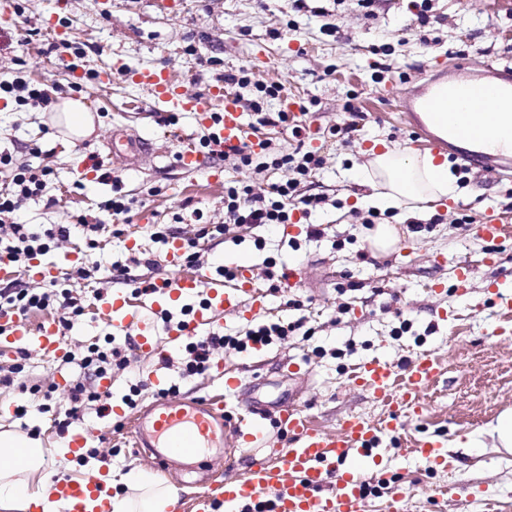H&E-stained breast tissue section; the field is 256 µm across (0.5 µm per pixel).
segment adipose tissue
<instances>
[{
    "label": "adipose tissue",
    "mask_w": 512,
    "mask_h": 512,
    "mask_svg": "<svg viewBox=\"0 0 512 512\" xmlns=\"http://www.w3.org/2000/svg\"><path fill=\"white\" fill-rule=\"evenodd\" d=\"M53 112V124L69 138H85L95 131V116L82 99H63ZM368 156L347 175L370 187L365 202L372 207L397 208L413 216L423 212L425 203L441 204L458 195L447 161L432 154L386 145ZM45 457L39 440L11 430L0 432V512H30L35 506L43 512H61L62 503L49 498ZM108 483L128 489L125 496L113 497L112 512H174L177 505V489L141 468L113 473Z\"/></svg>",
    "instance_id": "1"
}]
</instances>
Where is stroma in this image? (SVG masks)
Segmentation results:
<instances>
[{"instance_id": "1", "label": "stroma", "mask_w": 512, "mask_h": 512, "mask_svg": "<svg viewBox=\"0 0 512 512\" xmlns=\"http://www.w3.org/2000/svg\"><path fill=\"white\" fill-rule=\"evenodd\" d=\"M8 3L14 11L11 22H0V73L22 70L51 89L54 100L80 96L95 115L93 134L69 140L39 108L0 98V152L49 171L42 198L23 208L21 222L47 229L81 217L103 225L91 253L102 270L95 278L72 280L85 313L63 341L73 360L92 343L120 347L124 362L112 369V404L122 405L135 386L138 410L147 409L160 392L152 380L157 373L183 395L219 393L227 373L246 380L230 402L236 410L254 406L273 413L296 402L332 431L348 416L376 423L391 413L355 382L357 367L375 358L398 366L430 352L443 371L421 392V417H404L395 436L383 437L379 468L396 477L402 512H512V452L461 445L512 408V337L496 333L512 306V235L487 242L463 223L491 206L512 225V174L452 167L460 189L454 207H436L417 220L397 210L381 216V223L400 232L391 252L373 251L367 240L363 219L369 208L361 199L370 187L344 176L365 163L372 142L422 150L401 119L400 101L459 72L483 81L487 65L512 66V0H374L368 9L360 0H305L300 11L289 0H0V8ZM109 65L120 70L112 82H84L85 73ZM142 69L165 73L196 94L243 70L252 80L280 86V96L267 99L263 109L280 112L287 96L304 112L323 164L299 190L325 196L326 204L294 213L289 224L226 223L224 183L247 178L264 194L287 180L288 171L248 176L233 158L201 146L196 169L182 168L177 156L184 137L201 142L205 134L193 113H173L135 80ZM78 81L83 89L76 93ZM225 86L244 119H251L252 88ZM173 114L178 122L171 125ZM351 121L357 129L350 137L336 134V127ZM134 139L149 140V149L128 153ZM90 157L110 180L83 171ZM116 186L133 205L129 213L109 216L99 204ZM154 224L195 241L199 265L212 272L234 269L237 256H247L265 305L246 316L219 317L214 331L242 337L256 325L278 321L300 322V329L258 350L224 349L215 355L222 370L188 378L182 375L184 349L163 345L154 356L138 351L133 334H115L97 320L94 303L99 293H131L156 275L147 260L164 248L150 236ZM206 224L223 225V235L200 236ZM310 224L321 227V237L307 236ZM489 252L495 264H483ZM462 258L474 271L461 292L456 263ZM115 264L124 266L123 276L108 275ZM293 299L301 309L290 307ZM405 319L412 323L406 332L400 329ZM79 376L73 361L28 355L26 382L50 388ZM29 399L19 386H0V407L10 409L0 415V427L41 439L48 450L47 479L85 478L105 466L113 472L149 468L148 449L133 448L94 405L63 430L67 401L45 413H13V406ZM421 430L450 442L446 466H432L412 452ZM77 433L94 455L70 454L66 442ZM449 484L469 492L435 495V488Z\"/></svg>"}]
</instances>
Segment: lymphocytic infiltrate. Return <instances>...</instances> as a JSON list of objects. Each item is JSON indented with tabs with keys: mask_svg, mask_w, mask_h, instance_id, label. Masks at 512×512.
<instances>
[{
	"mask_svg": "<svg viewBox=\"0 0 512 512\" xmlns=\"http://www.w3.org/2000/svg\"><path fill=\"white\" fill-rule=\"evenodd\" d=\"M234 158L239 169L260 174L268 170L286 169L292 171V178L276 184L270 194L253 193L251 186L236 180L224 186V212L228 220L236 224H287L294 212H308L323 202L321 196L304 195L299 186L313 170L318 169L323 160L313 151L295 147L293 150L269 153L255 152L249 149L235 151ZM13 166L12 187L0 192V224L8 225L7 236H0V261L23 264L34 258L48 254L58 242L69 240L73 230H80L87 249H95L99 225L78 220L76 225L57 224L53 228L42 230L31 224H22L17 220L19 210L27 201L41 197L45 188L46 170L28 164L13 165L12 157L0 153V167ZM50 308L63 310L59 321L61 331L71 329L76 318L84 313L80 302L72 297L65 280H56L50 290L36 291L14 285L0 289V313L27 315L32 311ZM295 329L294 324L260 325L247 332L245 339L238 340L220 333L212 332L194 338L186 347L188 357L183 373L187 376L200 375L209 368L214 353L221 349H246L248 344L272 343L273 339L285 338ZM118 349L91 344L87 347L78 365L87 378L70 383L68 400L70 407L67 419H78L82 409L90 403H98L102 395L98 390L100 380L112 374V364L120 360Z\"/></svg>",
	"mask_w": 512,
	"mask_h": 512,
	"instance_id": "lymphocytic-infiltrate-1",
	"label": "lymphocytic infiltrate"
}]
</instances>
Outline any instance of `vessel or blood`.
Wrapping results in <instances>:
<instances>
[{
	"label": "vessel or blood",
	"mask_w": 512,
	"mask_h": 512,
	"mask_svg": "<svg viewBox=\"0 0 512 512\" xmlns=\"http://www.w3.org/2000/svg\"><path fill=\"white\" fill-rule=\"evenodd\" d=\"M500 77L497 85L466 79L449 90L403 104L402 109L413 128H420L417 114L422 111L430 122L448 124L452 135L468 136L472 130L458 119L455 105L464 99L502 96L505 87H512V75L504 71ZM136 79L150 87L159 99L171 103L175 111L194 113L211 138L226 151L263 147V140L255 137L246 125L238 100L224 95L223 91L186 98L179 86L160 72L142 70L137 72ZM461 160L468 165L478 162L503 172L512 170V154L465 153ZM470 230L488 242L499 241L506 233L502 217L491 208L471 224ZM185 252L184 239L169 238L165 264L168 269L177 270L178 275L172 278L162 273L151 284L154 304L158 307L200 292L206 295L203 306L186 325L168 327L167 342L173 348L193 337L220 313L242 309L241 294L249 288L245 267H237L238 283L229 287L214 279L209 271L186 265ZM94 309L116 333L135 332L141 350H157L153 325L142 317L126 293L100 295ZM0 343L32 346L48 359L61 358L64 351L57 321L51 316L34 324L23 316L0 314ZM439 368L436 356L422 353L399 368L380 359L368 361L357 378L375 395L384 397L390 390H398L393 407L416 410L420 407V387L431 382ZM105 414L127 427L135 447L152 448L161 468L170 465L175 455L197 460L204 450L223 451L228 437L235 446H251L263 440L268 421L279 425L285 435L282 447L272 449L269 457L254 460L243 477L224 479L217 491H201L192 501L191 512H368L369 489L374 482L387 487L390 512L401 509L402 498L396 491L393 475L385 470L374 473L369 470L382 435L395 430L399 422L395 415L380 425L349 416L341 420L338 434L332 436L314 426L294 403L281 406L274 417L257 410L236 422L229 419L223 399L199 396L188 400L157 398L144 416L125 414L123 409L112 405L107 406ZM412 446L416 453L435 464L447 462L443 441L417 438ZM51 496L64 504V512H112V501L100 478L56 480Z\"/></svg>",
	"instance_id": "vessel-or-blood-1"
}]
</instances>
